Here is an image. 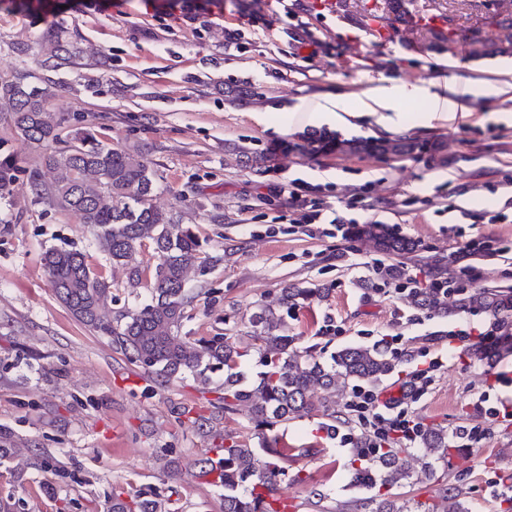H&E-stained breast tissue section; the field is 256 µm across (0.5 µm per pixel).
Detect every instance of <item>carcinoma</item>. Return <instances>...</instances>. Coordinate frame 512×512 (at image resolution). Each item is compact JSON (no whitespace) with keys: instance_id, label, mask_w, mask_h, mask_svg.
I'll list each match as a JSON object with an SVG mask.
<instances>
[{"instance_id":"1","label":"carcinoma","mask_w":512,"mask_h":512,"mask_svg":"<svg viewBox=\"0 0 512 512\" xmlns=\"http://www.w3.org/2000/svg\"><path fill=\"white\" fill-rule=\"evenodd\" d=\"M412 0H381L379 9L394 20L408 24ZM76 51L62 34L47 32L40 43L36 64L45 73H55L73 63ZM0 103L11 114L14 133L41 151V164L27 170V182L34 202L72 215L94 234L97 249L112 267L126 272L125 287L135 290L150 280V298L133 307L109 309L104 299L114 282L88 261L78 249L53 247L43 255L50 286L58 300L83 325L112 340V347L140 365L151 382L166 386L186 375L202 386L211 387L214 399L201 398V408L221 412L230 418L240 407L250 408V421L258 431L311 415L326 418L322 429L327 437L336 435L337 406L343 389L366 385L377 387L396 370L400 358L382 343L344 346L329 358L313 349L301 351L297 337L284 333L285 318L329 296L325 287L312 288L291 283L280 289L275 301L256 305L248 323L247 341L217 332L196 338L182 332L189 318L192 296L188 275L198 266L202 243L191 228L181 224L170 211L153 203L155 172L146 148L113 146L99 138L97 130L86 127L65 133V120L50 97L32 83V75L18 70L12 79L0 82ZM311 151L341 155L391 154L408 157L420 149L409 139H341L326 131H315L309 139ZM232 161L255 169L263 156L245 147L235 150ZM21 170L10 155L0 157V197L6 195ZM361 232L386 253L414 250L415 245L396 236L384 224H368ZM152 245L155 264L152 275L137 260L145 243ZM409 306L438 315L482 311L494 318L512 308V290L475 288L448 307L440 293L420 288L406 296ZM257 353L262 370L252 382L240 371L243 358ZM224 373L222 383L213 385V374ZM204 436L213 435L210 418L199 413L186 417ZM460 432L427 426L419 435L420 448H376L365 436L353 439L348 479L366 490L378 489L370 497L372 512H469L459 492H445L441 504L426 505L403 498L392 489L414 479L421 484L433 475L432 461L448 456L456 447ZM221 452L212 449L189 460L186 468L206 483L224 488L222 512H285L281 507L280 485L288 474L290 448L278 437L263 438L258 453L247 438L230 434L222 437ZM16 462L14 476L27 470L64 472V465L46 451L24 455L0 436V463ZM107 512H175L169 501L151 499L139 490L112 493Z\"/></svg>"}]
</instances>
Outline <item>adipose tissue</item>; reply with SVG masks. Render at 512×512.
Instances as JSON below:
<instances>
[{"label":"adipose tissue","instance_id":"ef3b65f1","mask_svg":"<svg viewBox=\"0 0 512 512\" xmlns=\"http://www.w3.org/2000/svg\"><path fill=\"white\" fill-rule=\"evenodd\" d=\"M422 97L430 99L432 107L429 111L418 113L413 118L398 111V102ZM457 107L458 103L455 99L432 93L425 86L402 84L372 89L356 108L351 107L346 99L327 98L302 114L280 113L279 120L286 127L300 119L316 125L348 127L351 126L353 120L367 115L372 117L375 124L383 129L395 130L412 124L425 127L437 121H451L456 115Z\"/></svg>","mask_w":512,"mask_h":512}]
</instances>
